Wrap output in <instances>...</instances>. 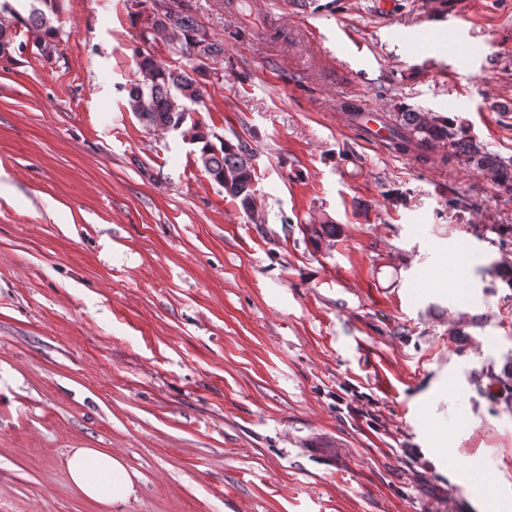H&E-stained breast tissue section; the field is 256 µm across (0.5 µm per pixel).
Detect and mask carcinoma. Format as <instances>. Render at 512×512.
I'll use <instances>...</instances> for the list:
<instances>
[{
  "instance_id": "obj_1",
  "label": "carcinoma",
  "mask_w": 512,
  "mask_h": 512,
  "mask_svg": "<svg viewBox=\"0 0 512 512\" xmlns=\"http://www.w3.org/2000/svg\"><path fill=\"white\" fill-rule=\"evenodd\" d=\"M54 13V0H30L28 15L22 18L28 31L35 36L33 46L42 55L51 52L58 36V28L52 25L50 18ZM201 29L203 26L192 15L189 6L178 0V6L172 9L171 30L165 38L172 51L189 61L199 54L207 59L224 54V44L212 37L204 46H199L197 37ZM135 56L141 80L129 90L132 111L154 127L164 130L182 128L188 117L187 104L204 102L208 87L213 85L210 76L199 66H167L141 47ZM190 130L193 131V143L200 145L199 160L207 174L223 185L226 194L242 210L254 208L255 170L253 151L248 144L239 142L234 145L223 141L217 147L201 123H192ZM392 141L402 153H412L419 158L435 144L446 142L452 151L467 153L473 168L484 174L493 186L512 191V161L491 156L479 146L460 139L446 117L403 112L401 122L392 128Z\"/></svg>"
}]
</instances>
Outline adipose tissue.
Listing matches in <instances>:
<instances>
[{"label":"adipose tissue","mask_w":512,"mask_h":512,"mask_svg":"<svg viewBox=\"0 0 512 512\" xmlns=\"http://www.w3.org/2000/svg\"><path fill=\"white\" fill-rule=\"evenodd\" d=\"M71 483L81 496L111 512L112 507L137 495V474L123 457L101 448L74 449L66 462Z\"/></svg>","instance_id":"ef3b65f1"}]
</instances>
